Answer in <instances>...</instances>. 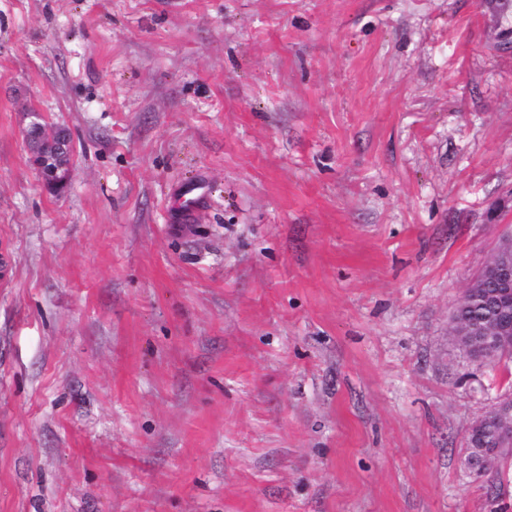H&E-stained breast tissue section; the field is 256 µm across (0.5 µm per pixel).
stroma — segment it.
Returning a JSON list of instances; mask_svg holds the SVG:
<instances>
[{
    "mask_svg": "<svg viewBox=\"0 0 512 512\" xmlns=\"http://www.w3.org/2000/svg\"><path fill=\"white\" fill-rule=\"evenodd\" d=\"M510 232L512 0H0V512H512ZM26 141L47 186L54 191H61L66 185L70 165L69 138L62 133L54 140L53 133L45 134L41 123L33 122L26 130ZM50 155L56 159V166L48 168ZM59 171H62L61 174ZM493 261L485 264L481 270L482 276L477 275L464 289L463 293H468L472 286H477L475 290L477 295L482 297L488 303L497 306L498 310L504 309L508 304L507 296L512 299V237L499 240L498 248ZM492 284L496 291L488 296H484V281ZM469 294V293H468ZM503 311V310H502ZM454 316L470 324H483L489 311L479 302L473 301L472 297L467 296L463 301H458L453 312ZM499 426V421L496 415L490 413L485 416L481 423L477 427L476 436L472 434L470 431L466 438V452L467 455H472L480 452V448L478 445L483 441L486 442L489 434L494 433ZM487 443V442H486Z\"/></svg>",
    "mask_w": 512,
    "mask_h": 512,
    "instance_id": "stroma-1",
    "label": "stroma"
}]
</instances>
